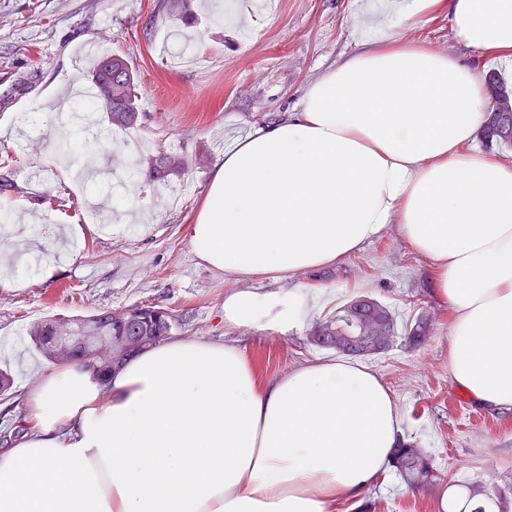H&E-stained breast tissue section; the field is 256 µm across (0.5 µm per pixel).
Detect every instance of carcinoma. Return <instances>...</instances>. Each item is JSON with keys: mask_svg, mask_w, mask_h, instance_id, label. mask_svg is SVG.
Segmentation results:
<instances>
[{"mask_svg": "<svg viewBox=\"0 0 512 512\" xmlns=\"http://www.w3.org/2000/svg\"><path fill=\"white\" fill-rule=\"evenodd\" d=\"M92 82L97 85L93 102L96 109L107 113L109 123L118 128H132L139 122L136 79L129 57L109 52L101 57L92 71ZM492 103L481 137L489 147L512 148V118L508 124L501 121L502 113ZM138 164L147 168L149 177L166 181L174 173H181L185 164L174 159L163 149L142 156ZM370 316L384 324L385 333L396 337L404 335L412 346L424 343L426 328L422 317L411 325L398 329L394 314L385 305L369 296L356 297L342 305L335 314L315 324L310 341L347 355H357L339 337L348 334L355 316ZM176 320L169 311L141 304L120 309H103L86 316L53 318L32 326L30 336L35 348L52 362H79L89 365L103 376L118 367L130 353H119L116 338L137 336L147 348L171 334ZM393 467L410 489L445 479L436 472L429 456L413 443L401 442L394 449Z\"/></svg>", "mask_w": 512, "mask_h": 512, "instance_id": "carcinoma-1", "label": "carcinoma"}]
</instances>
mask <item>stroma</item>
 Here are the masks:
<instances>
[{"mask_svg": "<svg viewBox=\"0 0 512 512\" xmlns=\"http://www.w3.org/2000/svg\"><path fill=\"white\" fill-rule=\"evenodd\" d=\"M0 0V167L14 191L0 193L13 259H24L11 287H0V369L11 388L0 396V446L15 438L23 387L54 363L28 336L37 322L85 316L101 308L152 303L170 310L175 335L244 341L260 379L322 355L310 323L285 331L264 324H224L230 283L192 254L189 229L228 139L298 106L307 86L355 48V0ZM402 39L436 51L459 49L447 11L412 21ZM128 55L138 80L140 126L113 129L107 148L89 162L77 117L108 127L105 113L81 95L91 42ZM167 150L187 170L157 199L142 154ZM57 265L39 279L41 264ZM428 262L393 231L333 270L281 280L280 292L317 283L331 314L359 295L378 299L400 322L432 318L416 348L396 338L368 357L395 393L401 433L424 448L446 481L411 490L388 470L365 493L374 512H442L446 489L481 485L501 492L512 512V412L476 406L448 379V315L428 293Z\"/></svg>", "mask_w": 512, "mask_h": 512, "instance_id": "1", "label": "stroma"}]
</instances>
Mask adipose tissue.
Here are the masks:
<instances>
[{
  "label": "adipose tissue",
  "instance_id": "obj_1",
  "mask_svg": "<svg viewBox=\"0 0 512 512\" xmlns=\"http://www.w3.org/2000/svg\"><path fill=\"white\" fill-rule=\"evenodd\" d=\"M447 9L458 45L512 74V0H368L359 49L298 108L231 143L190 228L194 256L239 290L224 323L285 329L321 293L250 290L336 267L387 230L430 263L448 311V376L512 411V162L474 148L481 73L401 40ZM34 422L0 448V512H334L386 473L401 411L345 357L259 380L245 346L164 339L108 380L78 364L25 395Z\"/></svg>",
  "mask_w": 512,
  "mask_h": 512
}]
</instances>
